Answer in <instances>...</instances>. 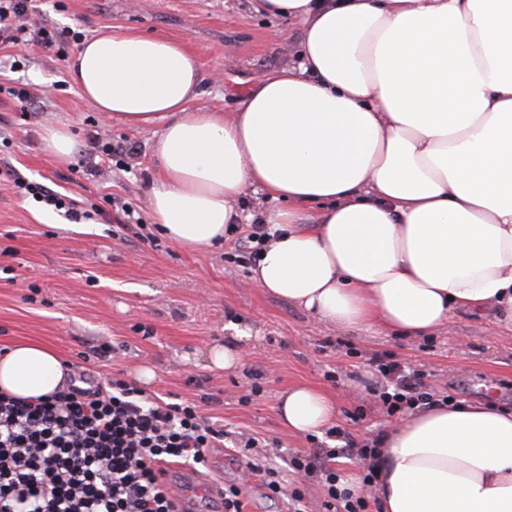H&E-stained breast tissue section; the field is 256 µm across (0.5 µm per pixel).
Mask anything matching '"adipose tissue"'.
Listing matches in <instances>:
<instances>
[{"mask_svg": "<svg viewBox=\"0 0 512 512\" xmlns=\"http://www.w3.org/2000/svg\"><path fill=\"white\" fill-rule=\"evenodd\" d=\"M304 25L298 64L256 75L233 113L190 111L188 51L128 31L84 38L79 96L132 127L161 123L150 216L176 245L224 242L250 187L286 206L254 261L259 287L338 329L423 337L455 310L500 307L512 330V0H256ZM320 209L305 223L302 209ZM65 383L47 347L0 356V390ZM289 430L323 436L336 405L298 385ZM381 512H512V410L439 403L387 430Z\"/></svg>", "mask_w": 512, "mask_h": 512, "instance_id": "1", "label": "adipose tissue"}]
</instances>
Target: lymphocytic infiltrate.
<instances>
[{
  "label": "lymphocytic infiltrate",
  "mask_w": 512,
  "mask_h": 512,
  "mask_svg": "<svg viewBox=\"0 0 512 512\" xmlns=\"http://www.w3.org/2000/svg\"><path fill=\"white\" fill-rule=\"evenodd\" d=\"M37 2L0 0L1 43L52 51L68 41V30L35 22ZM376 367L395 380L393 390L378 395L388 416L434 404L421 374L382 356ZM223 441V421L197 404L146 396L118 377L87 388L71 379L34 400L0 391V512H173L161 464L206 465L209 450ZM376 452V444L350 440L291 464L298 472L323 471L324 512H366V499L341 486L328 462L340 453L365 462Z\"/></svg>",
  "instance_id": "obj_1"
}]
</instances>
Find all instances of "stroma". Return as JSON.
I'll return each mask as SVG.
<instances>
[{
	"mask_svg": "<svg viewBox=\"0 0 512 512\" xmlns=\"http://www.w3.org/2000/svg\"><path fill=\"white\" fill-rule=\"evenodd\" d=\"M41 22L83 36L116 28L182 44L197 63L203 94L194 108L237 111L255 74L293 61L301 26L255 13L252 0H41ZM66 57L37 46L0 44V348L33 341L98 380L133 379L156 369L147 394L170 403L194 402L224 421L232 439L265 440L262 465L278 472L283 492L269 496L246 459L231 445L211 449L207 472L242 488V512H294L290 494L301 489L307 512H323L324 475L294 473L290 461L320 447L341 446V433L372 441L392 425L373 391L384 379L372 354L422 373L438 396L512 407V332L496 312L456 313L450 325L420 339L378 328L338 330L258 288L249 262L237 261L238 241L253 215L280 201L246 190L235 207L242 220L223 246L189 253L156 229L148 190L157 176L152 147L160 124L130 128L97 112L69 81ZM26 89L35 108L21 110ZM50 124L70 127L79 141L137 142V156H96L95 172L58 163L42 148ZM20 174L76 199L89 220L75 224L17 193ZM132 216H125L123 207ZM250 327L242 366L210 369L207 351L223 343L224 325ZM328 393L336 404L337 436L291 434L277 413L278 396L295 384Z\"/></svg>",
	"mask_w": 512,
	"mask_h": 512,
	"instance_id": "obj_1",
	"label": "stroma"
}]
</instances>
